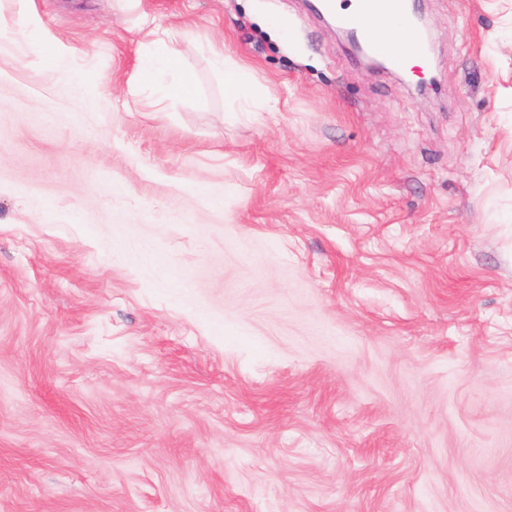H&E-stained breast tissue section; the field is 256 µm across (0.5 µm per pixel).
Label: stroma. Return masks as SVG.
I'll return each mask as SVG.
<instances>
[{"mask_svg": "<svg viewBox=\"0 0 512 512\" xmlns=\"http://www.w3.org/2000/svg\"><path fill=\"white\" fill-rule=\"evenodd\" d=\"M422 6L400 73L305 0H0V512H512V0ZM143 70L151 77L156 70H164L167 73H179V77L168 86L170 96H187L193 92L192 80L182 70L179 52L164 42H156L155 52L145 62Z\"/></svg>", "mask_w": 512, "mask_h": 512, "instance_id": "obj_1", "label": "stroma"}]
</instances>
